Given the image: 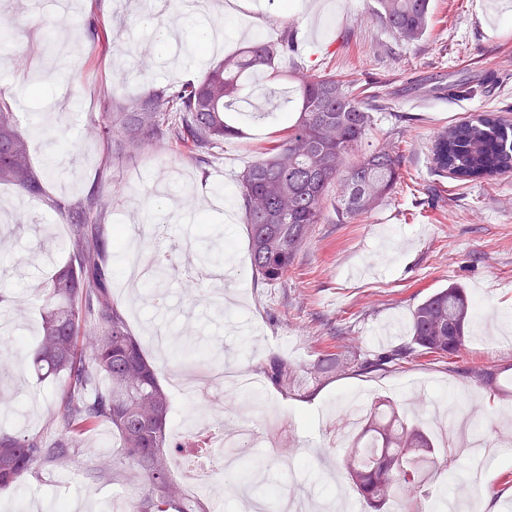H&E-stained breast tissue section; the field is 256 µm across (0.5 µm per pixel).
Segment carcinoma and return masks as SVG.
Instances as JSON below:
<instances>
[{
  "label": "carcinoma",
  "instance_id": "obj_1",
  "mask_svg": "<svg viewBox=\"0 0 512 512\" xmlns=\"http://www.w3.org/2000/svg\"><path fill=\"white\" fill-rule=\"evenodd\" d=\"M376 14L399 40L413 44L427 32L430 0H377ZM293 52L294 37L286 27L275 41L257 38L211 66L197 83L149 91L119 113V128L133 148L175 141L190 157L204 161L224 141L241 136L226 112L240 101L248 78L259 71L274 75L277 60ZM294 93L288 136L240 178L253 273L267 283L288 272L328 200H334L342 222L371 212L402 179L395 146L369 141L375 96L319 69L306 72ZM432 153L435 171L457 181L512 173V123L488 115L463 119L437 134ZM1 182L32 197L44 196L27 140L4 102ZM54 208L70 224L65 243L70 259L43 289L40 337L32 354L40 376H65L59 410L47 421L56 437L49 443L40 434L0 431V489L19 487L40 466L76 461L84 453L80 432L107 423L118 450L104 456V463L127 466L141 488L130 512H198L170 472V449L191 447V438L178 442L170 435V397L112 301L102 238L109 208L104 181L85 200ZM474 310L466 288L439 289L412 312L411 347L402 354L419 349L457 355ZM175 354L216 360L213 352L187 343ZM456 464L457 458L442 455L416 419L390 403L364 411L357 443L343 459L358 494L379 510L400 501L412 506L440 467L451 470Z\"/></svg>",
  "mask_w": 512,
  "mask_h": 512
}]
</instances>
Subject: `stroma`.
Here are the masks:
<instances>
[{
    "instance_id": "stroma-1",
    "label": "stroma",
    "mask_w": 512,
    "mask_h": 512,
    "mask_svg": "<svg viewBox=\"0 0 512 512\" xmlns=\"http://www.w3.org/2000/svg\"><path fill=\"white\" fill-rule=\"evenodd\" d=\"M61 18L50 0H31L27 9L1 11L0 24L14 30L0 44V98L15 113L28 140L34 168L47 197L34 198L0 185V240L9 247L0 256V294L7 295L14 324L25 348L0 337V395L11 399L15 415L0 428L19 435L45 432L59 409L62 377L37 379L27 347L39 334V290L53 270L64 265L69 227L49 199L84 198L99 175L111 189L105 232L132 231L162 214L157 187L170 170L181 174L168 198L177 206L194 199L213 229V242L198 241L194 224L168 222L165 245L195 241L193 252L215 254L224 280L169 277L167 310L154 305L147 288L127 283L136 252L109 248L114 301L158 368V380L171 390V355L149 346L151 332L169 334L170 346L192 337L204 347H221L224 360L264 380L255 395L231 393L225 428L239 414L255 420L278 416L289 457L303 467L279 471L288 493L320 499L329 487L342 489L353 512H372L351 488L342 460L345 447L334 444L335 410L352 411L356 394L367 403L387 397L414 398L418 419L438 445L450 443L444 426L429 417L433 401L463 399L476 406L473 431L496 454L475 485L459 484L457 474L435 482L419 512H432L440 496L459 491L468 512H512V450H505L501 423L507 414L501 399L473 382L469 371L498 369L512 363V174L484 183L464 184L434 171L435 134L474 114L512 121V0H431V25L413 44L399 41L375 15V0H202L200 19L224 30L222 50L200 55L194 38L161 43L156 30L173 25L179 0H72ZM292 26L297 54L283 59V79L250 78L244 103L231 115L242 137L224 141L207 162L189 157L181 146L160 142L131 150L120 131L111 139L94 134L102 113L121 112L157 85H179L203 78L207 64L237 52L256 37L276 38ZM328 70L357 80L377 96L374 142H393L402 159L403 178L395 191L369 214L340 224L326 207L299 250L288 274L268 285L254 277L249 237L240 205L238 179L261 152L285 134L279 118L254 120L257 106L274 91L290 90L286 73L295 68ZM460 84L466 94L448 95ZM66 89L71 103L63 111L64 131L77 149L61 176L49 162L52 128L40 118L54 94ZM467 288L478 305L466 343L458 356L415 354L386 364L377 359L409 344L415 307L451 284ZM343 360L341 372L315 373L327 356ZM287 362L288 387L263 377L269 360ZM79 465L40 468L16 490L0 493V512H55L68 503L76 512H117L133 494L124 467L105 469L101 456L112 449V429L100 424L82 436Z\"/></svg>"
}]
</instances>
